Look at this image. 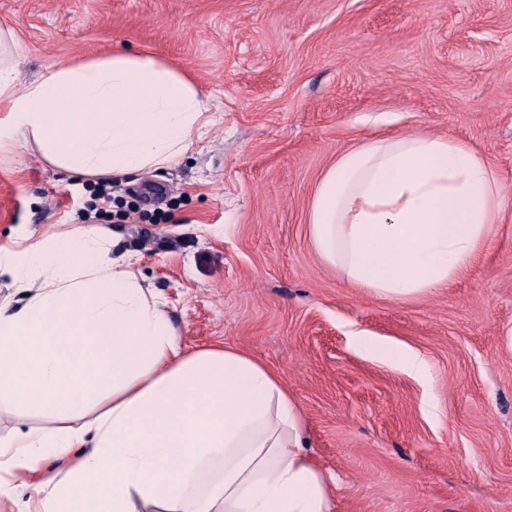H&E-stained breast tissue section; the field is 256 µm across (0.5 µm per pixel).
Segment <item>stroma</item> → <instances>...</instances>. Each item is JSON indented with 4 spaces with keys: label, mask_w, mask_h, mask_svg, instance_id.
Instances as JSON below:
<instances>
[{
    "label": "stroma",
    "mask_w": 512,
    "mask_h": 512,
    "mask_svg": "<svg viewBox=\"0 0 512 512\" xmlns=\"http://www.w3.org/2000/svg\"><path fill=\"white\" fill-rule=\"evenodd\" d=\"M0 25L22 80L125 47L190 73L217 118L103 204L33 145L0 156V243L102 205L185 344L244 349L297 397L338 512H512V204L451 287L402 302L323 264L306 220L337 155L408 129L512 188V0H0ZM360 331L419 354L430 385Z\"/></svg>",
    "instance_id": "35a3bbf8"
}]
</instances>
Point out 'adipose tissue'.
I'll list each match as a JSON object with an SVG mask.
<instances>
[{
	"mask_svg": "<svg viewBox=\"0 0 512 512\" xmlns=\"http://www.w3.org/2000/svg\"><path fill=\"white\" fill-rule=\"evenodd\" d=\"M0 26V150L34 143L73 177L163 168L213 125L182 68L117 49L21 83ZM512 191L478 152L421 131L364 140L320 175L308 210L317 257L351 286L404 301L454 283ZM0 403L60 417L0 435V500L25 512H335L336 478L311 451L279 375L250 353L186 347L103 228L0 245ZM429 382L424 360L357 335Z\"/></svg>",
	"mask_w": 512,
	"mask_h": 512,
	"instance_id": "ef3b65f1",
	"label": "adipose tissue"
}]
</instances>
